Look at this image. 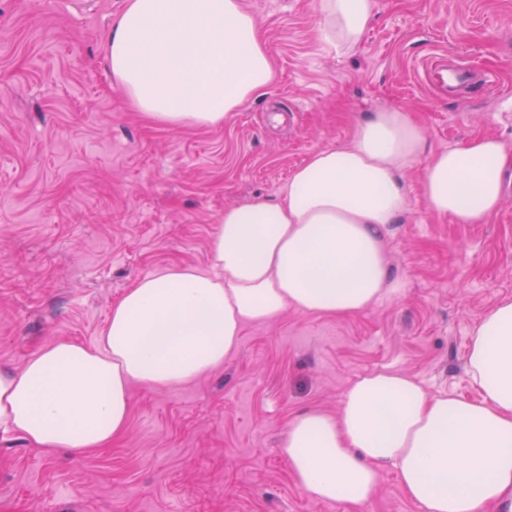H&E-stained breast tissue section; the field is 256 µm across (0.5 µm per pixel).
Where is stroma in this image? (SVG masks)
Here are the masks:
<instances>
[{
    "mask_svg": "<svg viewBox=\"0 0 512 512\" xmlns=\"http://www.w3.org/2000/svg\"><path fill=\"white\" fill-rule=\"evenodd\" d=\"M261 21L272 85L216 129L155 127L112 81L105 51L125 0H0V371L44 345L96 347L140 276L209 265L225 207L278 201L312 154L357 120L402 108L428 150L493 137L512 152V0H373L361 44L315 30L320 0H243ZM436 54L496 85L451 96L422 83ZM510 88V95L499 92ZM421 165L385 248L398 295L350 316L287 310L247 325L223 365L131 390L123 436L91 453L0 431V512H423L386 470L367 507L295 483L290 417L336 412L361 375L395 371L477 398L466 368L482 315L512 298V169L498 210L458 224L427 207Z\"/></svg>",
    "mask_w": 512,
    "mask_h": 512,
    "instance_id": "obj_1",
    "label": "stroma"
}]
</instances>
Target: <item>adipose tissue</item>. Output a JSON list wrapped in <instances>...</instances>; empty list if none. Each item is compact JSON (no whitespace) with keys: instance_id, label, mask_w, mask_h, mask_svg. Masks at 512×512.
I'll return each instance as SVG.
<instances>
[{"instance_id":"obj_1","label":"adipose tissue","mask_w":512,"mask_h":512,"mask_svg":"<svg viewBox=\"0 0 512 512\" xmlns=\"http://www.w3.org/2000/svg\"><path fill=\"white\" fill-rule=\"evenodd\" d=\"M320 11L318 40L348 51L372 21V0H320ZM107 50L130 105L167 129L223 126L275 77L242 0H126ZM416 163L432 212L479 224L501 203L512 154L495 138L430 154L408 111L372 112L348 145L298 167L281 201L225 208L208 269L140 277L113 306L98 348L60 341L19 373L0 372V429L46 450L105 448L126 430L133 385L170 389L221 366L245 324L289 308L347 316L373 307L400 286L383 240L408 209L400 175ZM466 360L481 400L375 372L336 413L295 415L280 447L299 487L361 505L392 467L423 512H512V299L485 313Z\"/></svg>"}]
</instances>
